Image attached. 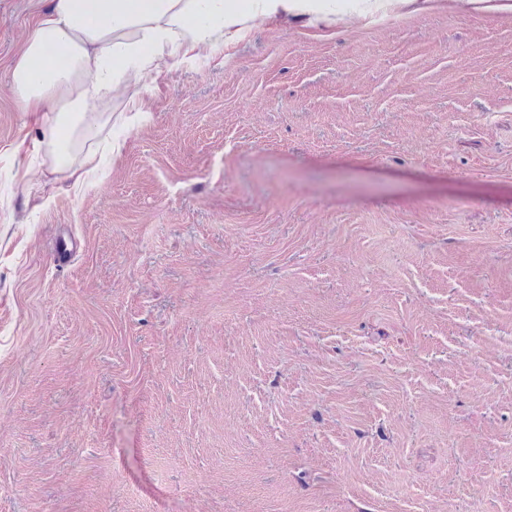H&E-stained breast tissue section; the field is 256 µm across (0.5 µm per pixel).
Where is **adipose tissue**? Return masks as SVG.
<instances>
[{"mask_svg": "<svg viewBox=\"0 0 512 512\" xmlns=\"http://www.w3.org/2000/svg\"><path fill=\"white\" fill-rule=\"evenodd\" d=\"M446 6L512 12V0H354L349 14L384 19ZM268 23L333 31L336 0H52L9 72L23 109L42 115L31 152L56 178L82 183L112 124L114 93L123 92L133 119H141L148 76L193 64ZM50 45L61 48L62 60L44 61ZM118 57L125 62L119 71Z\"/></svg>", "mask_w": 512, "mask_h": 512, "instance_id": "ef3b65f1", "label": "adipose tissue"}]
</instances>
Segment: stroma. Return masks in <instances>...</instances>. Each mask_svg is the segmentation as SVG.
<instances>
[{"instance_id":"35a3bbf8","label":"stroma","mask_w":512,"mask_h":512,"mask_svg":"<svg viewBox=\"0 0 512 512\" xmlns=\"http://www.w3.org/2000/svg\"><path fill=\"white\" fill-rule=\"evenodd\" d=\"M49 5L0 0V512H512V12L256 27L75 185L14 151Z\"/></svg>"}]
</instances>
